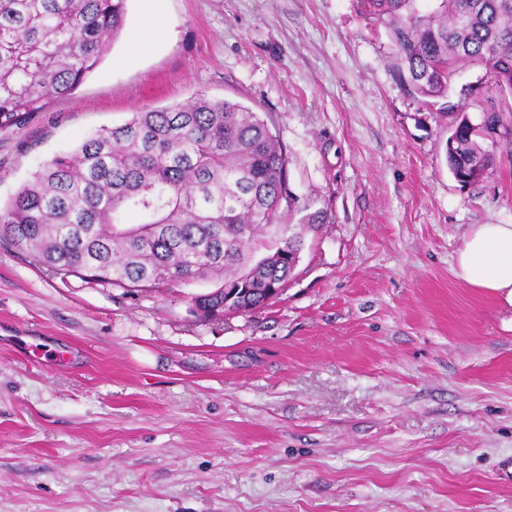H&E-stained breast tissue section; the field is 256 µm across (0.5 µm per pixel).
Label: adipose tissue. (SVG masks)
I'll use <instances>...</instances> for the list:
<instances>
[{
    "label": "adipose tissue",
    "mask_w": 512,
    "mask_h": 512,
    "mask_svg": "<svg viewBox=\"0 0 512 512\" xmlns=\"http://www.w3.org/2000/svg\"><path fill=\"white\" fill-rule=\"evenodd\" d=\"M456 276L512 304V224L475 226L456 256Z\"/></svg>",
    "instance_id": "adipose-tissue-1"
}]
</instances>
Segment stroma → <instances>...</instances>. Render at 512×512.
<instances>
[{"label": "stroma", "instance_id": "obj_1", "mask_svg": "<svg viewBox=\"0 0 512 512\" xmlns=\"http://www.w3.org/2000/svg\"><path fill=\"white\" fill-rule=\"evenodd\" d=\"M124 27L0 130V203L199 92L279 137L302 249L271 304L209 321L191 298L214 281L131 291L0 246V512H512V305L455 275L474 225L512 224V155L449 174L448 118L362 0H127Z\"/></svg>", "mask_w": 512, "mask_h": 512}]
</instances>
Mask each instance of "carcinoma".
<instances>
[{
  "label": "carcinoma",
  "mask_w": 512,
  "mask_h": 512,
  "mask_svg": "<svg viewBox=\"0 0 512 512\" xmlns=\"http://www.w3.org/2000/svg\"><path fill=\"white\" fill-rule=\"evenodd\" d=\"M421 2L364 0V8L388 29L403 85L426 102L446 100L448 171L474 184L497 166L488 136L512 145V0H432L429 11ZM125 13L126 0H0V130L71 95ZM466 65L484 76L466 88L470 103H453L452 83ZM287 164L258 113L197 93L138 110L46 161L0 207V243L27 249L54 273L122 288L217 279L193 297L205 319L224 317V288L243 284L236 312L252 311L268 304V288L288 281L286 254L302 246L288 224L253 259L277 219Z\"/></svg>",
  "instance_id": "cac0c4a2"
}]
</instances>
